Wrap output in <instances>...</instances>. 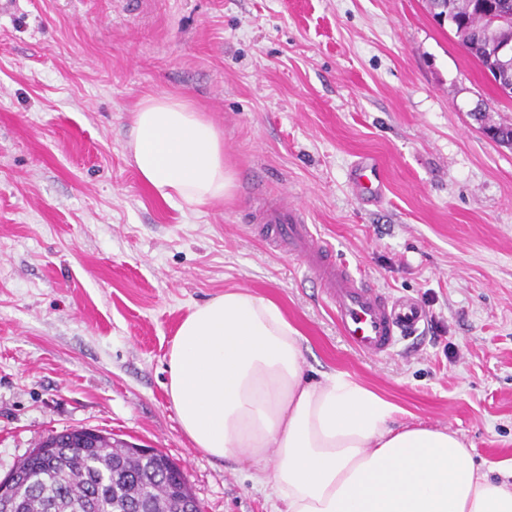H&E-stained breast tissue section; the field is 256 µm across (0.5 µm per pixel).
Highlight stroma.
Instances as JSON below:
<instances>
[{
    "instance_id": "35a3bbf8",
    "label": "stroma",
    "mask_w": 512,
    "mask_h": 512,
    "mask_svg": "<svg viewBox=\"0 0 512 512\" xmlns=\"http://www.w3.org/2000/svg\"><path fill=\"white\" fill-rule=\"evenodd\" d=\"M166 92L224 136L223 203L172 205L130 163L133 112ZM512 123L425 0H14L0 12V479L48 435L92 428L179 464L202 512H271L248 466L193 447L167 395L194 305L276 300L309 377L345 372L512 459ZM384 193L353 194L362 156ZM290 195L338 261L419 302L417 338L355 352L321 291L255 220Z\"/></svg>"
}]
</instances>
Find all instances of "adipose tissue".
Masks as SVG:
<instances>
[{
    "label": "adipose tissue",
    "mask_w": 512,
    "mask_h": 512,
    "mask_svg": "<svg viewBox=\"0 0 512 512\" xmlns=\"http://www.w3.org/2000/svg\"><path fill=\"white\" fill-rule=\"evenodd\" d=\"M131 163L168 203L233 188L224 139L188 100L149 93ZM301 334L273 299L225 290L193 307L171 343L166 391L205 454L252 466L273 512H512V460L491 479L456 432L397 425L402 408L350 374L310 382Z\"/></svg>",
    "instance_id": "1"
}]
</instances>
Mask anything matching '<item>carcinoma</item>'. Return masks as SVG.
I'll use <instances>...</instances> for the list:
<instances>
[{"label":"carcinoma","instance_id":"obj_1","mask_svg":"<svg viewBox=\"0 0 512 512\" xmlns=\"http://www.w3.org/2000/svg\"><path fill=\"white\" fill-rule=\"evenodd\" d=\"M499 0H428L433 17L448 15L455 37L489 70L486 5ZM82 429H66L40 445L51 456L28 454L11 474L13 512H201L180 467L165 453H141L106 433L80 440Z\"/></svg>","mask_w":512,"mask_h":512}]
</instances>
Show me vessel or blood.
I'll return each instance as SVG.
<instances>
[{
  "label": "vessel or blood",
  "instance_id": "vessel-or-blood-1",
  "mask_svg": "<svg viewBox=\"0 0 512 512\" xmlns=\"http://www.w3.org/2000/svg\"><path fill=\"white\" fill-rule=\"evenodd\" d=\"M379 168L364 162L353 171L359 193L373 194L378 187ZM258 220L266 228L270 244L282 254L299 261L314 276L336 322L348 343L367 356L385 354L398 337L414 334L423 319L420 306L395 300L362 275L333 257L332 245L306 222L301 206L285 202L263 209Z\"/></svg>",
  "mask_w": 512,
  "mask_h": 512
}]
</instances>
